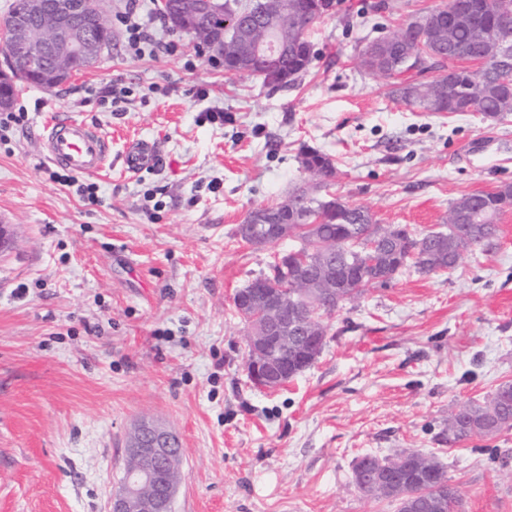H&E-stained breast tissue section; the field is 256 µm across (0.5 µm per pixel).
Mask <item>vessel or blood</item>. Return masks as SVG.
I'll return each instance as SVG.
<instances>
[{
	"label": "vessel or blood",
	"mask_w": 512,
	"mask_h": 512,
	"mask_svg": "<svg viewBox=\"0 0 512 512\" xmlns=\"http://www.w3.org/2000/svg\"><path fill=\"white\" fill-rule=\"evenodd\" d=\"M43 147L53 164L76 174L100 173L112 155V140L106 133L86 121L73 118L59 119L46 126ZM157 160L153 144L139 139L127 146L123 168L125 173L135 176Z\"/></svg>",
	"instance_id": "b4317fda"
}]
</instances>
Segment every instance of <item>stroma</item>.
I'll use <instances>...</instances> for the list:
<instances>
[{"mask_svg": "<svg viewBox=\"0 0 512 512\" xmlns=\"http://www.w3.org/2000/svg\"><path fill=\"white\" fill-rule=\"evenodd\" d=\"M97 2L111 46L60 87H22L11 109L26 118L0 131V512H106L144 419L179 438L174 512H397L358 491L352 465L409 450L436 457L465 512H512V430L442 438L452 409L512 382V209L453 274L406 272L336 310L317 361L276 392L247 382L232 303L289 248L236 229L313 187L301 145L337 160L333 194L417 231L512 184V114L419 112L360 66L363 39L442 0H333L308 74L279 91L225 75L165 24L153 34L175 52L136 55L127 0ZM109 84L122 100L101 97ZM54 116L112 137L96 204L43 155ZM136 138L164 161L131 177Z\"/></svg>", "mask_w": 512, "mask_h": 512, "instance_id": "1", "label": "stroma"}]
</instances>
